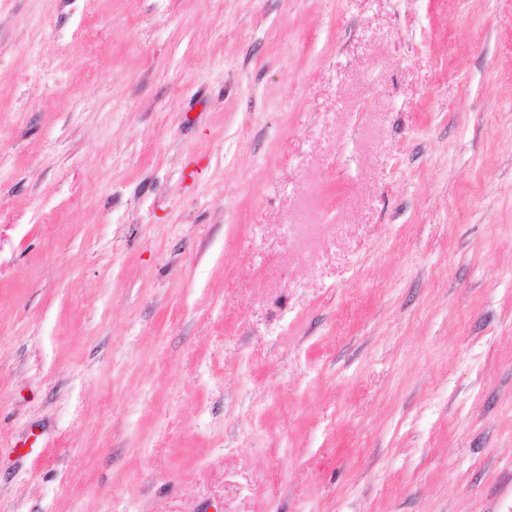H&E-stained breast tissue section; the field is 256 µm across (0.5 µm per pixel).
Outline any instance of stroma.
Segmentation results:
<instances>
[{
	"label": "stroma",
	"instance_id": "stroma-1",
	"mask_svg": "<svg viewBox=\"0 0 512 512\" xmlns=\"http://www.w3.org/2000/svg\"><path fill=\"white\" fill-rule=\"evenodd\" d=\"M0 512H512V0H0Z\"/></svg>",
	"mask_w": 512,
	"mask_h": 512
}]
</instances>
